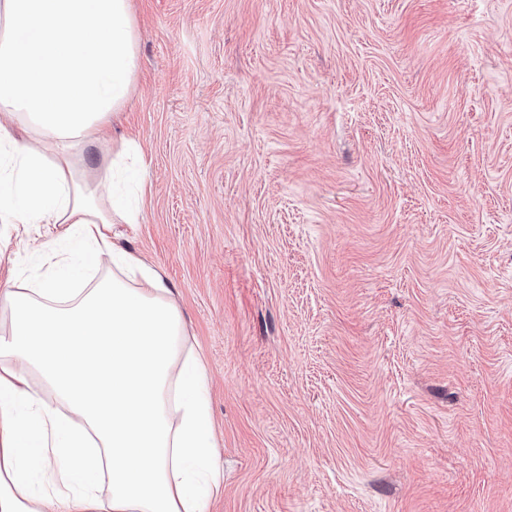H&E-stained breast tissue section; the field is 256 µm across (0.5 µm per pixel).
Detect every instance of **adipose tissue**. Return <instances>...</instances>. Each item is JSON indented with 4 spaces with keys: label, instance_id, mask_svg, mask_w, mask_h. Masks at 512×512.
<instances>
[{
    "label": "adipose tissue",
    "instance_id": "ef3b65f1",
    "mask_svg": "<svg viewBox=\"0 0 512 512\" xmlns=\"http://www.w3.org/2000/svg\"><path fill=\"white\" fill-rule=\"evenodd\" d=\"M137 50L130 0H0V223L77 230L54 275L0 288V512H207L222 486L181 312L106 233L136 222L138 170L120 153L86 175ZM103 257L120 277L71 287Z\"/></svg>",
    "mask_w": 512,
    "mask_h": 512
}]
</instances>
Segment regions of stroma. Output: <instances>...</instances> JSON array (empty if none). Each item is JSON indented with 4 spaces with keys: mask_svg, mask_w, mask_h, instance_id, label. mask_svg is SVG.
Wrapping results in <instances>:
<instances>
[{
    "mask_svg": "<svg viewBox=\"0 0 512 512\" xmlns=\"http://www.w3.org/2000/svg\"><path fill=\"white\" fill-rule=\"evenodd\" d=\"M105 149L207 371L208 512H512V0H131ZM65 224H0V282Z\"/></svg>",
    "mask_w": 512,
    "mask_h": 512,
    "instance_id": "stroma-1",
    "label": "stroma"
}]
</instances>
